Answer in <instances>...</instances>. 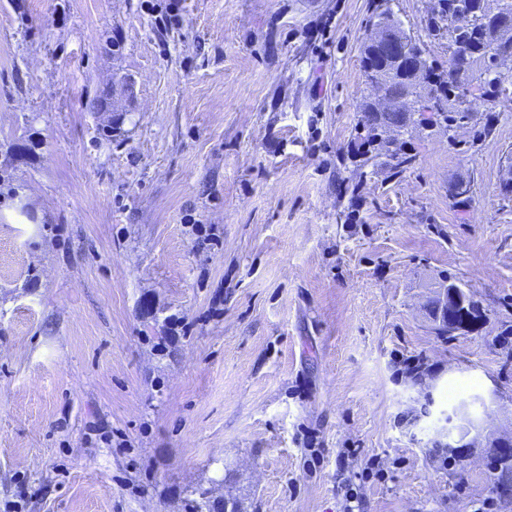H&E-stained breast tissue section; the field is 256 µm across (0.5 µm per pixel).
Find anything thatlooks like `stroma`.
Masks as SVG:
<instances>
[{
  "label": "stroma",
  "instance_id": "obj_1",
  "mask_svg": "<svg viewBox=\"0 0 512 512\" xmlns=\"http://www.w3.org/2000/svg\"><path fill=\"white\" fill-rule=\"evenodd\" d=\"M384 2L447 64L438 0H0V512H512L438 434L512 429V98L361 165ZM454 285H456V287L461 291L462 307L464 312L459 321V325L449 328L448 325L439 326L438 331L441 336H452V333L458 331L468 332L469 330L474 329L478 322L483 319L484 314L479 302L475 300L471 294L464 291L459 285Z\"/></svg>",
  "mask_w": 512,
  "mask_h": 512
}]
</instances>
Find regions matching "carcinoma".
I'll return each instance as SVG.
<instances>
[{"mask_svg":"<svg viewBox=\"0 0 512 512\" xmlns=\"http://www.w3.org/2000/svg\"><path fill=\"white\" fill-rule=\"evenodd\" d=\"M473 7V0H438V6L431 17V26L436 32L447 30L454 39L465 45L470 51V63L451 54L448 58V69L439 67L431 62L424 69H412L411 64L416 58L415 52L420 50L417 42L404 54L401 62L391 61L378 50L365 43L362 50L363 73L369 74L373 69L383 72L390 81L392 97L389 111L373 113L362 109L365 130L363 136L366 145L373 148L375 155H385L393 161V166L401 170L410 163V157L402 152L398 141L387 135L403 121H413V113H405L406 104L398 97L408 92L418 97L429 95L439 106L445 128L453 130L461 119L469 113V108L463 106L458 89L466 81L470 73L477 71L483 75L482 96L487 101H494L512 93L509 83L497 71L498 64L494 59V40L496 33L504 28L512 29V11L504 13H480L475 17L471 28L460 31L455 27V17L458 13L468 11ZM463 315L459 325L438 328L442 336H450L458 331L474 329L483 319V310L477 300L466 291H461Z\"/></svg>","mask_w":512,"mask_h":512,"instance_id":"1","label":"carcinoma"}]
</instances>
